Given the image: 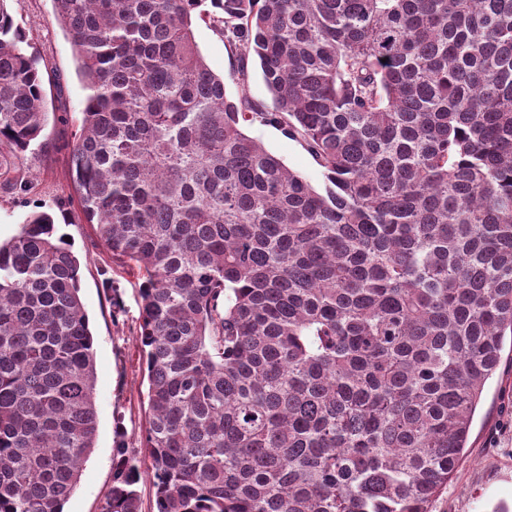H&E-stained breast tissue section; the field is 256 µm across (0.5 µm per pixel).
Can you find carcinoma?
I'll return each instance as SVG.
<instances>
[{
    "instance_id": "1",
    "label": "carcinoma",
    "mask_w": 512,
    "mask_h": 512,
    "mask_svg": "<svg viewBox=\"0 0 512 512\" xmlns=\"http://www.w3.org/2000/svg\"><path fill=\"white\" fill-rule=\"evenodd\" d=\"M52 2L79 211L140 280L148 418L101 512H141L146 478L154 512H431L512 337V0ZM26 46L0 0V197L48 147ZM80 267L48 211L0 240V512H63L95 448ZM193 30L195 41L207 64L216 74H224L227 92L235 93L236 85L232 75L236 71L237 61L225 46L224 40L201 21L195 23ZM249 94L255 101L265 104L271 103V94L268 91L261 75L259 62L256 59L249 61ZM244 132L258 140L292 170L303 175L316 189L324 188L326 178L323 169L316 163L303 144L274 125H264L258 121L246 125Z\"/></svg>"
}]
</instances>
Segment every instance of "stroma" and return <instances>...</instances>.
I'll list each match as a JSON object with an SVG mask.
<instances>
[{
	"label": "stroma",
	"mask_w": 512,
	"mask_h": 512,
	"mask_svg": "<svg viewBox=\"0 0 512 512\" xmlns=\"http://www.w3.org/2000/svg\"><path fill=\"white\" fill-rule=\"evenodd\" d=\"M16 25L26 34L29 50L38 60L45 105L51 115L46 134L48 154L29 159L33 186L23 198L0 199V238L16 233L34 211L53 212L57 232L69 238L81 261V299L94 336L98 435L83 467L80 481L64 505L65 512H99L112 487L117 438L128 448L140 446L145 427L147 374L136 342L139 292L135 275L117 264L96 245L91 225L85 224L77 203L71 202L68 141L76 132L75 119L83 108L86 90L76 74L74 52L57 25L51 0H10ZM195 41L209 67L227 77L226 89L235 92L231 77L237 61L223 39L203 22H196ZM247 135L265 147L316 189L326 178L303 144L274 125L245 126ZM512 508V348H504L495 376L487 383L475 414L465 456L431 512H493L498 505Z\"/></svg>",
	"instance_id": "stroma-1"
}]
</instances>
